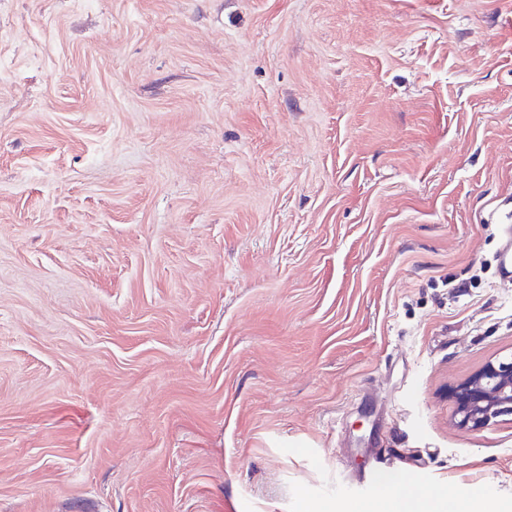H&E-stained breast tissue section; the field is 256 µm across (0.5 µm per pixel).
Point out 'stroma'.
Returning <instances> with one entry per match:
<instances>
[{
  "instance_id": "1",
  "label": "stroma",
  "mask_w": 512,
  "mask_h": 512,
  "mask_svg": "<svg viewBox=\"0 0 512 512\" xmlns=\"http://www.w3.org/2000/svg\"><path fill=\"white\" fill-rule=\"evenodd\" d=\"M512 0H0V512H373L512 416ZM461 427L479 429L512 415V356L492 359L452 391Z\"/></svg>"
}]
</instances>
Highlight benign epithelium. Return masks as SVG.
<instances>
[{
  "mask_svg": "<svg viewBox=\"0 0 512 512\" xmlns=\"http://www.w3.org/2000/svg\"><path fill=\"white\" fill-rule=\"evenodd\" d=\"M458 424L479 429L512 415V357L492 359L452 391Z\"/></svg>",
  "mask_w": 512,
  "mask_h": 512,
  "instance_id": "benign-epithelium-1",
  "label": "benign epithelium"
}]
</instances>
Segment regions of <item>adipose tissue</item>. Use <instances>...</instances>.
I'll return each mask as SVG.
<instances>
[{
	"label": "adipose tissue",
	"mask_w": 512,
	"mask_h": 512,
	"mask_svg": "<svg viewBox=\"0 0 512 512\" xmlns=\"http://www.w3.org/2000/svg\"><path fill=\"white\" fill-rule=\"evenodd\" d=\"M397 482V477H383L380 512H499L495 502L469 490L439 487L400 495L394 491Z\"/></svg>",
	"instance_id": "adipose-tissue-1"
}]
</instances>
